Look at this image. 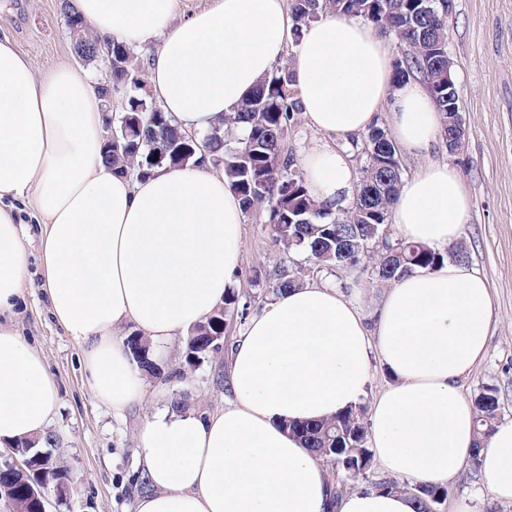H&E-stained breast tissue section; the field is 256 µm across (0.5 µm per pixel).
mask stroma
Instances as JSON below:
<instances>
[{"instance_id": "35a3bbf8", "label": "stroma", "mask_w": 512, "mask_h": 512, "mask_svg": "<svg viewBox=\"0 0 512 512\" xmlns=\"http://www.w3.org/2000/svg\"><path fill=\"white\" fill-rule=\"evenodd\" d=\"M62 0H0V37L48 74L76 65L73 40L61 10ZM448 17V53L461 107L464 140L457 152L438 141L433 159L448 162L471 200L460 241L468 264L488 279L495 308L485 359L464 380L461 392L473 398L485 384L500 390L504 420H512V0H453ZM20 230L29 257V279L6 325L15 327L44 359L58 387L57 410L46 433L47 450L70 469L73 490L62 501L48 498L46 512H133L142 492L138 480L141 450L137 434L150 417V401L131 405L123 416L96 399L85 382L78 348L52 319L42 292L41 225L28 207L20 209ZM244 247L234 287L250 313L267 302L278 270L300 271L303 281L328 280L357 288L363 307L385 290L371 259L344 269H318L306 253L286 251L272 239L266 215H244ZM244 327L239 317L224 325L225 349L195 363L185 360V342L153 354L155 371L144 373L148 389L184 396L190 409L221 410L230 398L228 349ZM438 512H457L469 502L471 512H512V502L497 499L482 474L460 466L449 479Z\"/></svg>"}]
</instances>
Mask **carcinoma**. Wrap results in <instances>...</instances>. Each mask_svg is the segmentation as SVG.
Masks as SVG:
<instances>
[{
	"label": "carcinoma",
	"instance_id": "cac0c4a2",
	"mask_svg": "<svg viewBox=\"0 0 512 512\" xmlns=\"http://www.w3.org/2000/svg\"><path fill=\"white\" fill-rule=\"evenodd\" d=\"M331 12L360 17L381 32L398 33L406 45L405 57L398 61L400 77L417 76L434 94L443 115L442 132L448 133V5L446 0H293V33ZM64 17L74 39L75 52L85 55L90 64L104 58L99 37L93 35L79 13L64 2ZM112 90L125 96V106L114 118L115 126H125L126 134L103 149L104 161L120 174L136 171L145 176L160 167L179 168L196 163L202 153L196 140L173 123L161 109H153L149 96L143 94V65L134 49L112 42ZM290 68L272 71L255 92L237 110L224 116V122L211 127L203 136L215 167L238 195L243 210L265 209L273 240L288 250L306 253L327 269L354 266L361 259H373L379 280L395 282L419 268H431L444 259L464 261L466 248L456 243L444 253L425 245L398 240L384 234L390 208L401 185L402 170L388 171L382 164L381 147L389 140L385 129L375 125L363 136L360 147L373 155L361 171L362 194L350 208L339 211L312 199L302 172L284 153L282 141L300 112L295 91L289 86ZM99 96L108 102V90ZM247 305H239L233 294L224 297L204 322L191 328L186 359L192 363L211 353L222 341L224 320L228 315L245 319ZM127 347L137 363L154 370L150 346L133 334ZM478 429L477 446L469 459L470 467L480 469L481 452L492 432L501 422L499 389L485 384L474 396ZM287 428L299 436L306 447L328 468L329 500L337 504L350 490L347 471L352 478L365 475L370 463L364 408L358 406L336 417ZM32 479L0 467V494L20 505L24 512H40L38 500L29 495ZM374 487L388 492H408L418 503L419 512H437L445 488L436 484L412 487L394 478H383Z\"/></svg>",
	"mask_w": 512,
	"mask_h": 512
}]
</instances>
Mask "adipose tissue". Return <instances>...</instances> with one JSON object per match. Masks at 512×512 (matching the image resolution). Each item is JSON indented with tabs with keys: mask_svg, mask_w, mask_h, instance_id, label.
I'll use <instances>...</instances> for the list:
<instances>
[{
	"mask_svg": "<svg viewBox=\"0 0 512 512\" xmlns=\"http://www.w3.org/2000/svg\"><path fill=\"white\" fill-rule=\"evenodd\" d=\"M106 41L155 43L152 94L185 131L233 111L293 47L292 87L308 127L326 138L305 155L307 188L336 207L358 174L334 138L389 111L394 140L424 163L404 181L391 220L404 240L443 251L469 196L447 163L431 160L442 120L426 84L398 81L387 41L367 21L329 14L292 37L286 0H75ZM103 101L84 71L41 76L0 40V317L28 276L19 204L45 229L42 285L54 321L80 350L94 395L122 414L144 381L122 332L167 348L205 321L235 284L243 211L210 164L118 175L105 164ZM494 316L488 280L446 261L396 281L365 313L328 283L298 285L252 316L230 356L232 398L214 413L164 403L138 433L149 490L135 512H327L326 471L287 423L372 403L368 442L387 472L447 483L476 440L461 381L487 355ZM393 381L369 396L371 364ZM56 384L42 357L0 325V450L42 440ZM482 472L512 501V421L499 423ZM338 512H417L409 495L355 490Z\"/></svg>",
	"mask_w": 512,
	"mask_h": 512,
	"instance_id": "adipose-tissue-1",
	"label": "adipose tissue"
}]
</instances>
